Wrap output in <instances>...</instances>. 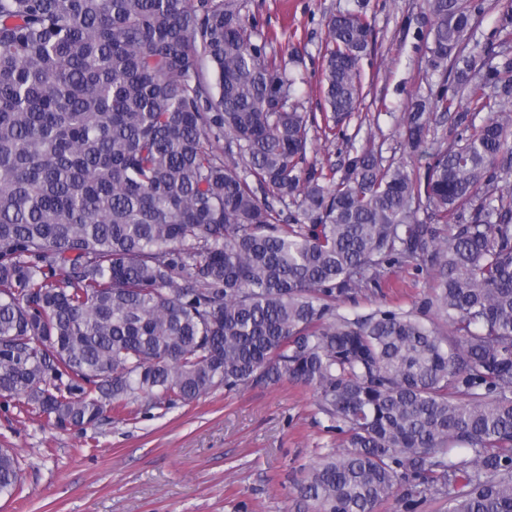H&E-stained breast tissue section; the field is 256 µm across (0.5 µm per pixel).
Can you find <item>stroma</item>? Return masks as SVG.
I'll return each mask as SVG.
<instances>
[{"instance_id": "obj_1", "label": "stroma", "mask_w": 512, "mask_h": 512, "mask_svg": "<svg viewBox=\"0 0 512 512\" xmlns=\"http://www.w3.org/2000/svg\"><path fill=\"white\" fill-rule=\"evenodd\" d=\"M364 4L371 51L362 60L365 100L346 135L355 149L375 146L414 173L429 158L403 150L402 116L411 98L433 96L442 78L427 66L425 0H244L269 54L296 80L294 99L321 112L327 21ZM436 279L391 269L381 293L337 303L339 314L419 309ZM136 418L87 431L48 428L0 406V448L22 460V491L0 512H312L297 493L306 469L335 446L314 391L283 380L218 389L165 414L133 404Z\"/></svg>"}]
</instances>
